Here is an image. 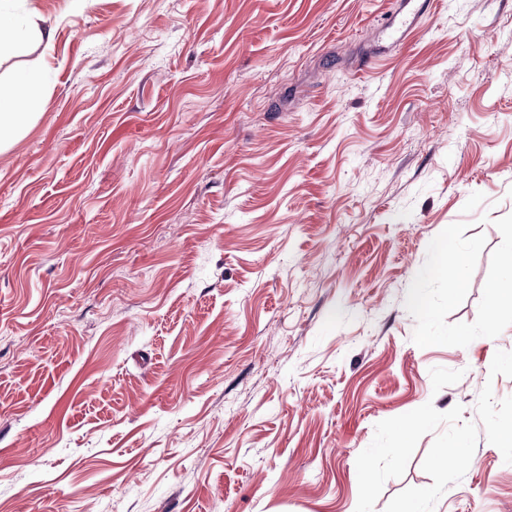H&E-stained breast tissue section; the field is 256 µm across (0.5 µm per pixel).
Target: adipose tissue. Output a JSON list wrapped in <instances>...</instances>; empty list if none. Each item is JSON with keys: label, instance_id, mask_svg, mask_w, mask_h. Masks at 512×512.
I'll return each mask as SVG.
<instances>
[{"label": "adipose tissue", "instance_id": "adipose-tissue-1", "mask_svg": "<svg viewBox=\"0 0 512 512\" xmlns=\"http://www.w3.org/2000/svg\"><path fill=\"white\" fill-rule=\"evenodd\" d=\"M53 34L30 17L9 13L0 0V57L9 56L22 46L51 41ZM40 74L34 70L19 72L7 82L0 81V137L11 134L31 115L40 112L44 99L38 92ZM502 277L491 281L488 291L491 300L481 313L487 335H495L500 320L512 314V249L500 256Z\"/></svg>", "mask_w": 512, "mask_h": 512}]
</instances>
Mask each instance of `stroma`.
<instances>
[{
    "instance_id": "1",
    "label": "stroma",
    "mask_w": 512,
    "mask_h": 512,
    "mask_svg": "<svg viewBox=\"0 0 512 512\" xmlns=\"http://www.w3.org/2000/svg\"><path fill=\"white\" fill-rule=\"evenodd\" d=\"M428 2L15 0L0 512H512V0ZM7 2L0 1V58L14 54L26 44L41 45L52 40V32L41 27L33 18L9 13L5 6ZM400 6L402 8L396 13L392 24L396 23V31L400 32L399 37L395 41V46L403 44L408 32L412 30L418 19L424 14V5L413 2H426L425 0H402ZM40 74L35 70L17 73L8 81H0V140L19 128L31 115L40 112L44 98L38 93ZM468 252L461 249H448L447 244L436 246V259L440 271L448 277V292L453 295L464 285V272L468 264ZM500 265L506 275L491 281L487 288L491 301L481 313L487 336L496 334L499 321L507 314H512V249H507L500 256Z\"/></svg>"
}]
</instances>
